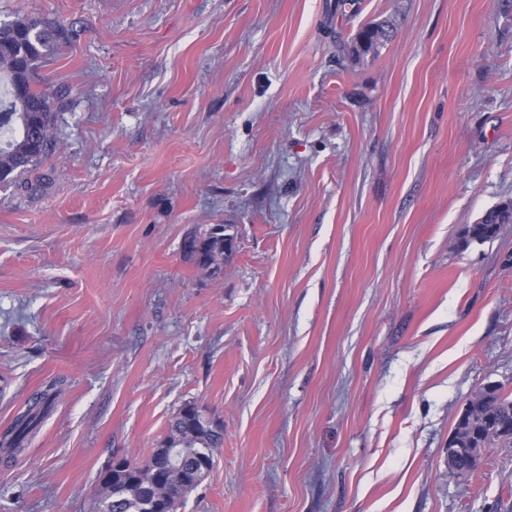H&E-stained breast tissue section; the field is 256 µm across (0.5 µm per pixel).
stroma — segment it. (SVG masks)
<instances>
[{
    "mask_svg": "<svg viewBox=\"0 0 512 512\" xmlns=\"http://www.w3.org/2000/svg\"><path fill=\"white\" fill-rule=\"evenodd\" d=\"M326 3L0 0L72 32L51 180L0 187V429L62 382L0 512H92L189 402L224 444L178 512H512V442L448 478L512 388V224L466 239L512 199V0ZM395 31L396 28L390 21L367 24L355 35L353 49L359 55L374 52L381 44L390 41ZM496 207L486 211L487 215L484 222L485 224H480V218L477 224H472L468 228L467 235L469 240L467 241L484 242L497 237L500 231L498 223L504 222L502 220L500 221V216L495 213ZM228 242L229 238L224 237V234L210 232L207 236L192 237L187 246L201 267L214 266V270H220L224 264V252L228 248ZM466 414L456 420L451 434L461 444L456 448L452 437L448 438V460L459 455L478 462L484 448L495 440H512V432L500 430V426H512V391H506L501 383L490 382L480 388L478 396L469 401Z\"/></svg>",
    "mask_w": 512,
    "mask_h": 512,
    "instance_id": "stroma-1",
    "label": "stroma"
}]
</instances>
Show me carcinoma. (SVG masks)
I'll return each instance as SVG.
<instances>
[{
    "mask_svg": "<svg viewBox=\"0 0 512 512\" xmlns=\"http://www.w3.org/2000/svg\"><path fill=\"white\" fill-rule=\"evenodd\" d=\"M390 21L367 24L354 37L353 49L367 54L395 35ZM69 39V31L54 20L27 15L0 22V185H23L34 191L49 179L38 173L56 153L53 136V95L41 85L38 70L48 65L59 47ZM500 216L487 210L485 223L467 230L471 241L484 242L497 237ZM188 248L204 267L221 269L224 264V235L213 232L188 240ZM52 382L33 393L27 410L7 426L3 438L4 453L11 460L22 454L25 442L40 420L50 412L60 395ZM512 391L501 383L490 382L469 401L466 414L456 420L452 431L463 448H486L495 440H512ZM178 449L177 461L155 450L144 462L124 458L127 467L107 468L94 512H177L184 498L179 488H194L193 474L204 464L214 465V449L224 442L220 425L206 427L202 419L178 410L165 439Z\"/></svg>",
    "mask_w": 512,
    "mask_h": 512,
    "instance_id": "1",
    "label": "carcinoma"
}]
</instances>
